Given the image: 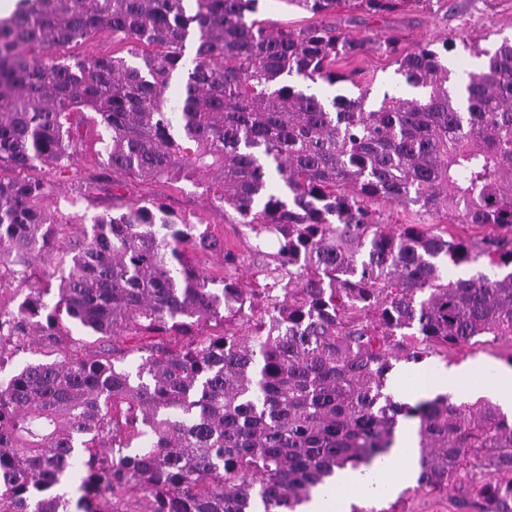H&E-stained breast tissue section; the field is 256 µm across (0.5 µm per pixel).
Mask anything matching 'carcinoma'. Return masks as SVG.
I'll return each mask as SVG.
<instances>
[{
  "label": "carcinoma",
  "mask_w": 512,
  "mask_h": 512,
  "mask_svg": "<svg viewBox=\"0 0 512 512\" xmlns=\"http://www.w3.org/2000/svg\"><path fill=\"white\" fill-rule=\"evenodd\" d=\"M186 2L21 0L0 19V265L29 281L50 243L70 257L0 310V365L58 355L0 381V512H70L60 486L77 473V512H128L130 495L145 512H297L336 470L380 459L403 417L419 487L458 512H512L501 409L411 406L388 387L396 362L512 341V39L464 45L480 68L460 77L454 45L399 54L387 38L415 93L370 106L367 90L311 91L355 83L336 61L373 49L325 18L431 0H283L318 18L300 29L257 18L261 0ZM103 31L137 62L56 56ZM91 135L107 180L213 174V200L276 238L269 282L215 287L188 252L236 255L156 204L124 198L74 233L45 202ZM39 165L49 176H26ZM380 204L448 224H387ZM449 262L491 273L448 278ZM65 318L112 346L80 355ZM47 354L44 351L36 347H25L24 349H20L14 352L12 355L5 359V364L3 370L0 372V377L3 378L7 376L10 372L14 371L16 368L23 366L28 362L34 361H43V360H53L54 355L46 356Z\"/></svg>",
  "instance_id": "1"
}]
</instances>
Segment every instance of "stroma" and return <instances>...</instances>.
<instances>
[{"label":"stroma","mask_w":512,"mask_h":512,"mask_svg":"<svg viewBox=\"0 0 512 512\" xmlns=\"http://www.w3.org/2000/svg\"><path fill=\"white\" fill-rule=\"evenodd\" d=\"M357 36L372 37L391 35L399 40V47L411 51L430 44L441 46L443 41L454 42L450 54L452 63L460 68L474 69L475 63L463 43L480 41L492 48L502 39L512 38V0H433L428 10L407 7L405 10L384 17H364L354 26ZM342 72H355V83L338 84L340 93L357 95L359 89H368L370 102H379L383 93L402 89L404 83L396 74L392 58L382 51L373 50L354 59L336 65ZM96 142H88L72 167L57 176L56 189L47 204L51 212H63L74 218L84 228H91L94 221L112 212V195L120 193L145 202H154L167 210L173 219L187 221L223 239L225 248L238 257L233 270L224 267L223 255L197 250L194 261L207 274L222 279L225 273H233L246 284H256L259 274L265 273L270 254L276 253L275 238L257 243L252 230L236 223L233 210L218 207L206 193L199 179L192 180H143L126 177L120 190L111 184L98 182L101 172ZM484 360L504 372L512 371V342L502 340L490 344L449 351L445 356H432L423 367L428 371H446L468 366L474 360ZM408 491L400 498L389 497L364 501L368 512H386L397 506L399 512H456L454 505L440 495L420 489L416 481H408Z\"/></svg>","instance_id":"obj_1"}]
</instances>
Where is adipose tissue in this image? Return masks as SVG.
<instances>
[{"label": "adipose tissue", "mask_w": 512, "mask_h": 512, "mask_svg": "<svg viewBox=\"0 0 512 512\" xmlns=\"http://www.w3.org/2000/svg\"><path fill=\"white\" fill-rule=\"evenodd\" d=\"M447 392L458 397L478 393L497 402L503 412L512 414V372H501L484 361H476L459 371L432 374L418 372L410 381L395 383L391 391L396 400L412 401L427 391ZM418 469V448L413 427L400 424L396 444L385 457L381 480L349 468L338 470L332 492H315L307 512H349L357 499H375L395 494L400 482L410 480Z\"/></svg>", "instance_id": "1"}]
</instances>
